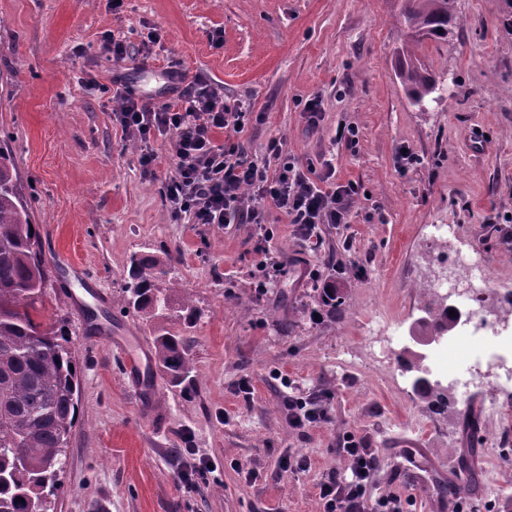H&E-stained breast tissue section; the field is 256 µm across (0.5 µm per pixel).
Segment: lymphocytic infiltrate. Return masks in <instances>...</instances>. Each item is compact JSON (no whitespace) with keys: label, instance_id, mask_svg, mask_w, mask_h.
Returning a JSON list of instances; mask_svg holds the SVG:
<instances>
[{"label":"lymphocytic infiltrate","instance_id":"f902f5d3","mask_svg":"<svg viewBox=\"0 0 512 512\" xmlns=\"http://www.w3.org/2000/svg\"><path fill=\"white\" fill-rule=\"evenodd\" d=\"M170 76L177 98L158 106L117 84L112 120L123 131L136 134L146 167L155 159L152 141L167 138L176 171L166 185L164 200L174 220L253 224L262 230L274 209L285 214L300 240L312 247L318 244L320 225L348 223L358 195L355 183L335 182L330 171L316 174L313 163H299L276 143L268 150L278 167L269 171L267 165L250 160L234 139L248 119L242 104L225 103L218 89L202 77L187 79L177 68ZM218 129L226 133L220 145L214 141ZM343 451L347 470L337 472L320 488L324 512H404L397 495L366 494L380 465L378 456L353 440Z\"/></svg>","mask_w":512,"mask_h":512}]
</instances>
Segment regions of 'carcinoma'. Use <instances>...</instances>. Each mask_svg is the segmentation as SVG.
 <instances>
[{"label": "carcinoma", "mask_w": 512, "mask_h": 512, "mask_svg": "<svg viewBox=\"0 0 512 512\" xmlns=\"http://www.w3.org/2000/svg\"><path fill=\"white\" fill-rule=\"evenodd\" d=\"M454 0H405L406 40L448 38L458 20ZM398 78L412 103L436 93L437 81L420 61L404 54ZM31 205L18 181L11 154L0 144V512H36L58 490L59 460L77 415V367L69 332L60 321L40 319L46 277ZM166 253L131 258L122 289V308L148 327L158 371L181 382L191 378L192 359L172 317L190 326L197 320L192 300L180 294ZM439 412H454L447 393L413 388ZM448 506L469 501V486L450 477L441 488Z\"/></svg>", "instance_id": "carcinoma-1"}]
</instances>
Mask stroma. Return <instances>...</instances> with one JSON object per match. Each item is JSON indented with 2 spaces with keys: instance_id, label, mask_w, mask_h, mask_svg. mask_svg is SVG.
Segmentation results:
<instances>
[{
  "instance_id": "stroma-1",
  "label": "stroma",
  "mask_w": 512,
  "mask_h": 512,
  "mask_svg": "<svg viewBox=\"0 0 512 512\" xmlns=\"http://www.w3.org/2000/svg\"><path fill=\"white\" fill-rule=\"evenodd\" d=\"M402 0H0V140L31 196L50 266L46 318L65 320L77 360L78 413L53 512H323L320 487L345 469L342 444L371 448L381 469L370 496L407 512H448L438 485L471 470L481 512L512 501V455L489 407L505 389L451 387L475 413L483 452L437 415L403 374L390 343L434 289L443 258L461 253L490 278L512 279V27L503 0H455L448 39L415 53L453 95L420 110L396 76ZM158 42H150V33ZM129 53L116 63L107 44ZM205 76L254 117L238 139L265 162L288 154L358 184L349 223L324 224L310 248L279 212L259 243L252 224L174 221L164 190L174 171L165 139L140 163V143L112 121V80L139 98L173 100L171 65ZM323 119L309 129L307 103ZM356 131L354 142L340 130ZM406 147L417 164L399 168ZM287 263L261 281L263 253ZM168 252L171 276L198 312L182 333L195 370L172 385L152 338L122 312L130 259ZM345 298L330 314L320 288ZM94 309L99 329L86 311ZM321 397L326 423L293 428L288 397ZM305 469L285 472V456ZM192 484L179 474L194 459Z\"/></svg>"
}]
</instances>
